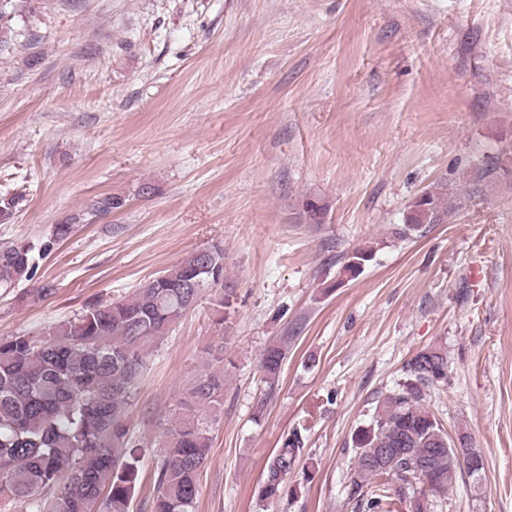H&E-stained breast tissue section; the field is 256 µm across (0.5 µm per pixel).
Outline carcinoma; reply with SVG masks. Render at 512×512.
Wrapping results in <instances>:
<instances>
[{"mask_svg": "<svg viewBox=\"0 0 512 512\" xmlns=\"http://www.w3.org/2000/svg\"><path fill=\"white\" fill-rule=\"evenodd\" d=\"M19 0H0V56L13 50ZM122 199L105 196L90 208L106 214ZM448 193L426 191L409 207L403 234L448 219ZM81 217L55 224L45 239L0 245V288L31 281L36 257L67 239ZM217 291L225 321L234 303L226 287L224 246L196 250L160 275L142 282L123 300L94 302L38 335L0 336V512H132L141 463L151 453L128 437L126 412L147 368L149 349L204 296ZM288 340L261 359L267 394L279 386ZM405 380L379 396L370 421L351 435L354 459L348 473L351 512H433L460 473L475 479L481 453L468 446L472 466L448 463L452 439L426 404L427 392L448 386V352L423 349L404 366ZM224 367H207L180 400L165 428L154 467L152 512H195L197 474L207 463L213 429L224 416ZM391 448L390 464L377 460ZM304 450L294 429L268 461L263 500L281 496Z\"/></svg>", "mask_w": 512, "mask_h": 512, "instance_id": "1", "label": "carcinoma"}]
</instances>
